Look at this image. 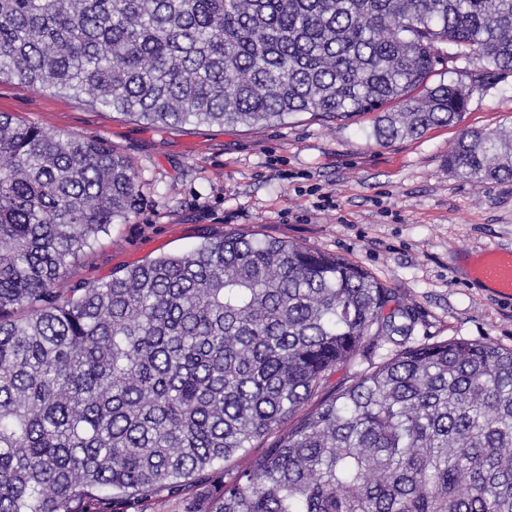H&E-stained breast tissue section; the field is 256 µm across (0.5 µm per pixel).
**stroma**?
Here are the masks:
<instances>
[{
    "mask_svg": "<svg viewBox=\"0 0 512 512\" xmlns=\"http://www.w3.org/2000/svg\"><path fill=\"white\" fill-rule=\"evenodd\" d=\"M0 112L104 143L137 176L132 213L115 220L56 283L66 293L180 254L206 238L254 231L339 254L414 306L409 339L512 348V299L463 275L462 251L512 246V181L475 187L448 174L462 129L512 127V73L474 90L460 125L381 145L371 118L302 112L246 127L152 125L59 94L0 81Z\"/></svg>",
    "mask_w": 512,
    "mask_h": 512,
    "instance_id": "35a3bbf8",
    "label": "stroma"
}]
</instances>
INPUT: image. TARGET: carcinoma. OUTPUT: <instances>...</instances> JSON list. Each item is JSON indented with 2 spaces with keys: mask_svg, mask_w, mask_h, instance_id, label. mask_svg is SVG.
Here are the masks:
<instances>
[{
  "mask_svg": "<svg viewBox=\"0 0 512 512\" xmlns=\"http://www.w3.org/2000/svg\"><path fill=\"white\" fill-rule=\"evenodd\" d=\"M511 71L512 0H0V80L163 126L373 112L384 145ZM445 165L512 179V128ZM135 197L124 156L0 112V512H512V349L406 346L371 273L248 232L57 293ZM395 348L391 344L379 342L375 345L371 350H369L366 357H358L355 362L351 364L347 369L343 368L342 370L335 373L331 382L334 383L336 380L342 379L346 374L350 375L355 372H360L366 369L371 363H379L383 361L385 358L390 356L393 353Z\"/></svg>",
  "mask_w": 512,
  "mask_h": 512,
  "instance_id": "cac0c4a2",
  "label": "carcinoma"
}]
</instances>
